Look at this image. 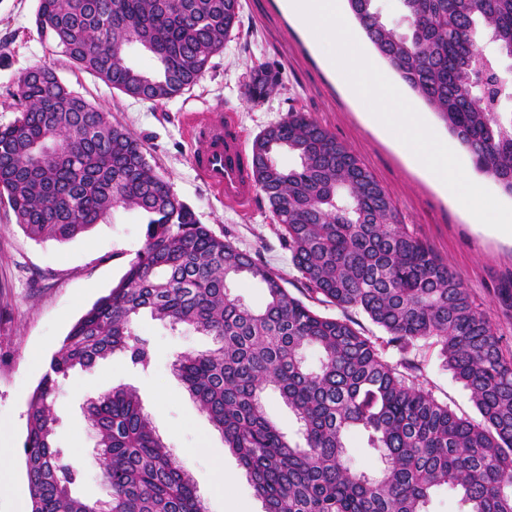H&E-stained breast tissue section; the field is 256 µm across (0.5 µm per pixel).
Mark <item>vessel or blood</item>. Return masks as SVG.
<instances>
[{
    "mask_svg": "<svg viewBox=\"0 0 512 512\" xmlns=\"http://www.w3.org/2000/svg\"><path fill=\"white\" fill-rule=\"evenodd\" d=\"M191 136L201 148L192 163L212 192L241 212L248 211L256 195L245 133L233 114L206 112L188 120Z\"/></svg>",
    "mask_w": 512,
    "mask_h": 512,
    "instance_id": "1",
    "label": "vessel or blood"
}]
</instances>
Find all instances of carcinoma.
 <instances>
[{
	"instance_id": "1",
	"label": "carcinoma",
	"mask_w": 512,
	"mask_h": 512,
	"mask_svg": "<svg viewBox=\"0 0 512 512\" xmlns=\"http://www.w3.org/2000/svg\"><path fill=\"white\" fill-rule=\"evenodd\" d=\"M409 33L382 17L376 0H347L379 56L429 105L474 168L512 195V98L502 60H512V0H399ZM242 0H38L39 35L78 68L121 93L160 103L193 87L223 51ZM485 28L496 51L477 44ZM141 48L146 72L128 59ZM277 70H255L247 89L264 100ZM21 108L0 127V200L35 240H67L117 208L147 218L144 246L120 283L71 328L29 402L22 452L31 512H90L72 486L77 470L53 445L60 419L54 394L75 368L119 351L151 362L135 319L144 311L173 328L209 336L186 353L176 376L237 456L265 512H427L433 490L459 496L461 512H512V351L459 277L408 232L385 189L356 154L307 113L291 111L257 136L255 183L310 297L231 240L215 235L177 198L148 161L143 141L82 96L55 69L24 73ZM294 156L289 165L280 159ZM245 275L266 303L252 309L227 279ZM360 311L380 341L345 316ZM433 346L468 390L480 419L457 416L411 374L387 361L386 347ZM320 353L312 369L304 351ZM277 390L300 423L293 443L266 415ZM95 462L112 512H205L185 465L167 448L136 391L118 386L89 400ZM376 451L380 466L352 465L347 435Z\"/></svg>"
}]
</instances>
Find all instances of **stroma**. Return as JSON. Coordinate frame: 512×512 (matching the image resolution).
I'll return each mask as SVG.
<instances>
[{"instance_id":"stroma-1","label":"stroma","mask_w":512,"mask_h":512,"mask_svg":"<svg viewBox=\"0 0 512 512\" xmlns=\"http://www.w3.org/2000/svg\"><path fill=\"white\" fill-rule=\"evenodd\" d=\"M37 5L38 0H0V126L14 123L19 115V77L35 66L53 65L70 90L143 141L151 165L201 223L259 258L290 294L305 301L309 295L280 239L267 199L257 195L252 210L242 214L207 187L192 165L198 144L186 133L184 115L222 108L236 115L251 141L288 112L308 113L358 155L388 193L402 224L461 278L496 335L512 349V241L478 231L468 214L444 197L403 149L370 124L365 103L349 92L321 43L288 12L283 0H242L238 25L198 84L156 104L128 97L77 69L39 36ZM352 32L406 100L426 113L439 139L464 167H471L468 153L435 112L377 56L360 27ZM263 63L275 66L280 80L266 100L256 104L246 90L254 68ZM146 231L141 213L118 209L74 238L35 240L16 224L8 204L0 202V427L8 429L12 450L0 470V512H16L19 499L29 495L22 446L33 391L73 324L122 280ZM137 329L150 341L153 359L148 369L133 367L124 354L116 353L92 369L73 372L55 395L61 424L54 445L78 468V493L91 502L106 493L92 459L94 440L85 418L86 404L112 387L129 385L137 389L167 445L190 454L187 468L206 512H263L237 458L174 372L177 357L208 348L209 337L171 329L147 315L138 319ZM410 358L420 368L424 387L438 400L460 417L477 419L468 391L443 366L436 348L418 347ZM219 461L229 478L220 493L211 485Z\"/></svg>"}]
</instances>
